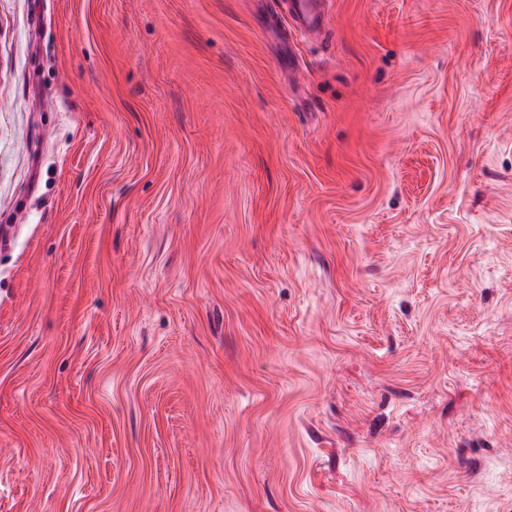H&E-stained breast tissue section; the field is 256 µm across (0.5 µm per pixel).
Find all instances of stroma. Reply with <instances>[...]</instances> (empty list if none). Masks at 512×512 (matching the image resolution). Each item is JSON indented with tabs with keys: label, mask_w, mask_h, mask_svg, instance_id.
I'll list each match as a JSON object with an SVG mask.
<instances>
[{
	"label": "stroma",
	"mask_w": 512,
	"mask_h": 512,
	"mask_svg": "<svg viewBox=\"0 0 512 512\" xmlns=\"http://www.w3.org/2000/svg\"><path fill=\"white\" fill-rule=\"evenodd\" d=\"M0 512H512V0H0ZM286 11L294 27L303 35L320 33L326 28V1L289 0Z\"/></svg>",
	"instance_id": "stroma-1"
}]
</instances>
